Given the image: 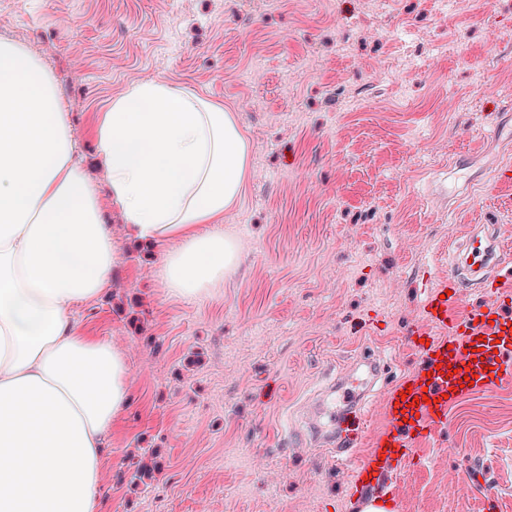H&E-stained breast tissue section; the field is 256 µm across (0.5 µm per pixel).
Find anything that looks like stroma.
Instances as JSON below:
<instances>
[{
	"label": "stroma",
	"mask_w": 512,
	"mask_h": 512,
	"mask_svg": "<svg viewBox=\"0 0 512 512\" xmlns=\"http://www.w3.org/2000/svg\"><path fill=\"white\" fill-rule=\"evenodd\" d=\"M0 37L52 70L117 243L110 286L73 311L127 366L102 512H356L306 404L338 374L362 392L358 353L385 384L417 368L403 330L449 233L512 240V0H0ZM144 79L223 104L249 143L218 227L235 263L202 297L166 288L174 241L133 238L96 162L99 113ZM414 448L400 512H512V383ZM467 473L496 500L452 495Z\"/></svg>",
	"instance_id": "obj_1"
}]
</instances>
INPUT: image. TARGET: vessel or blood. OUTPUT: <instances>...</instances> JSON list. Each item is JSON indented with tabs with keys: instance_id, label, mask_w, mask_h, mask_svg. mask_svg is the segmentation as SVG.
I'll list each match as a JSON object with an SVG mask.
<instances>
[{
	"instance_id": "b4317fda",
	"label": "vessel or blood",
	"mask_w": 512,
	"mask_h": 512,
	"mask_svg": "<svg viewBox=\"0 0 512 512\" xmlns=\"http://www.w3.org/2000/svg\"><path fill=\"white\" fill-rule=\"evenodd\" d=\"M496 242L488 234L467 235L465 247L439 285L425 292L422 318L405 334L420 362L413 372L395 378L382 398L387 426L379 439L388 460L402 461L411 454L413 441L433 438L448 431V406L463 393L460 380L471 377L477 389L490 388L512 377V276L487 279V301L473 304L463 315L450 309L469 274L484 269ZM440 328L432 336L431 328ZM352 415L339 417L324 411L321 426L335 448L338 468L350 469L353 482H361L368 460L356 459L354 447L363 433L373 406L366 399H353Z\"/></svg>"
}]
</instances>
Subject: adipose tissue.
<instances>
[{"mask_svg":"<svg viewBox=\"0 0 512 512\" xmlns=\"http://www.w3.org/2000/svg\"><path fill=\"white\" fill-rule=\"evenodd\" d=\"M98 153L133 237L170 239L161 276L196 297L235 260L223 223L249 146L223 105L161 80L100 114ZM116 245L51 70L0 38V512H101L102 442L128 402L126 365L70 313L108 288Z\"/></svg>","mask_w":512,"mask_h":512,"instance_id":"adipose-tissue-1","label":"adipose tissue"}]
</instances>
